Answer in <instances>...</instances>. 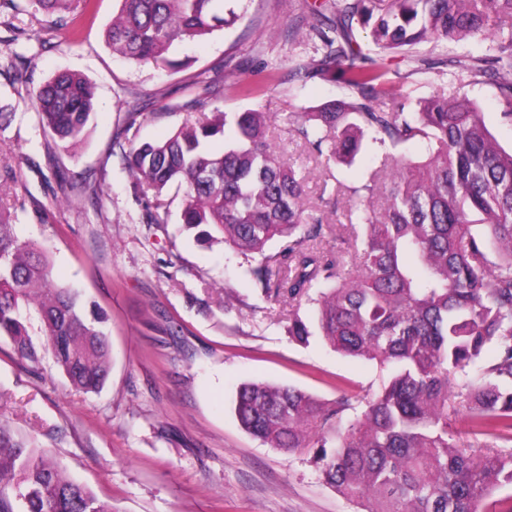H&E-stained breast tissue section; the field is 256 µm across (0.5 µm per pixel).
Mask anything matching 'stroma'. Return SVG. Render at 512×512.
<instances>
[{
  "label": "stroma",
  "mask_w": 512,
  "mask_h": 512,
  "mask_svg": "<svg viewBox=\"0 0 512 512\" xmlns=\"http://www.w3.org/2000/svg\"><path fill=\"white\" fill-rule=\"evenodd\" d=\"M15 2L0 9V112L14 115L0 128V170L11 173L0 195L16 205L18 239L44 246L55 280L106 317L112 367L99 393L84 394L51 354L36 364L19 360L2 337L0 415L114 512H354L309 455L244 432L229 401L239 384L266 381L331 406L341 393L376 391L379 368L317 337L289 340L287 307L260 300L240 254L197 241L179 205L166 223H148L121 156L130 143L164 139L214 110L256 108L270 114V142L305 176L312 205H320L329 175L365 183L384 146L368 140L352 167L330 171L290 130L291 113L346 95L341 84L295 75L315 52L309 35L296 32L302 0H240L237 23L176 48L185 63L176 73L113 55L105 35L116 0H91L73 24L54 29L27 0ZM454 49L422 44L433 63L425 77L409 75L398 55L385 65L419 94L447 92ZM62 70L89 80L94 112L77 146L51 149L18 92ZM469 96L511 149L496 88L478 84ZM72 176L102 181L101 196L64 202L60 180Z\"/></svg>",
  "instance_id": "obj_1"
}]
</instances>
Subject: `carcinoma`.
Wrapping results in <instances>:
<instances>
[{"label":"carcinoma","mask_w":512,"mask_h":512,"mask_svg":"<svg viewBox=\"0 0 512 512\" xmlns=\"http://www.w3.org/2000/svg\"><path fill=\"white\" fill-rule=\"evenodd\" d=\"M89 0H28L44 15ZM106 32L112 53L175 71L172 47L234 25L237 0H117ZM371 27L373 48L354 38ZM322 56L299 68L305 79L339 82L349 94L295 115L294 132L315 159L352 164L365 134L394 148L420 142L418 157L385 156L368 182L336 193L351 206L339 229L345 252L315 242L331 225L307 201L305 179L271 147L266 113L216 111L125 154L151 224L166 223L180 199L196 238L224 243L253 261L260 299L288 305L287 332L319 336L335 352L386 372L360 414L340 425L343 398L327 407L291 386L245 382L231 408L241 428L272 448L313 450L323 482L359 512H512V150L503 149L468 97L485 80L512 124V0H325L308 6ZM495 37L475 57L465 44ZM447 39L455 90L393 99L380 54ZM42 128L60 142L82 141L93 112L91 84L61 72L26 91ZM393 107H374L379 99ZM224 138V151L210 147ZM0 198V338L36 363L24 313L34 311L58 368L77 391L103 389L111 370L104 317L86 314L79 293L53 279L48 254L14 234ZM279 241L277 251L269 249ZM305 305L312 314L302 312ZM493 345L496 356L483 361ZM463 414L470 443L448 428ZM0 512H114L0 417Z\"/></svg>","instance_id":"carcinoma-1"}]
</instances>
